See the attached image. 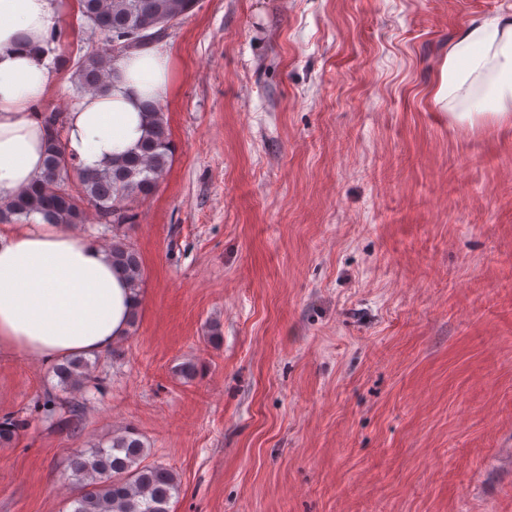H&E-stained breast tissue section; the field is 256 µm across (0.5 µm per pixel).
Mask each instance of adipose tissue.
<instances>
[{"label": "adipose tissue", "instance_id": "adipose-tissue-1", "mask_svg": "<svg viewBox=\"0 0 512 512\" xmlns=\"http://www.w3.org/2000/svg\"><path fill=\"white\" fill-rule=\"evenodd\" d=\"M64 0H0V202L41 174L49 132L42 109ZM448 118L472 120L481 95L495 115L512 114V21L466 28L444 67ZM169 53L156 46L118 59L107 92L84 95L67 112L64 141L79 170L91 172L134 150L144 134L141 103L168 98ZM139 303L106 245L51 224L0 233V352L36 365L111 351Z\"/></svg>", "mask_w": 512, "mask_h": 512}]
</instances>
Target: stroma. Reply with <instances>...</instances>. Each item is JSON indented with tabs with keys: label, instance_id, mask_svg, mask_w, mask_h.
<instances>
[{
	"label": "stroma",
	"instance_id": "1",
	"mask_svg": "<svg viewBox=\"0 0 512 512\" xmlns=\"http://www.w3.org/2000/svg\"><path fill=\"white\" fill-rule=\"evenodd\" d=\"M512 0H199L158 41L174 152L125 227L134 327L84 427L0 355V512H69L135 428L170 512H512V115L449 122L462 31ZM103 37L58 35L46 111Z\"/></svg>",
	"mask_w": 512,
	"mask_h": 512
}]
</instances>
